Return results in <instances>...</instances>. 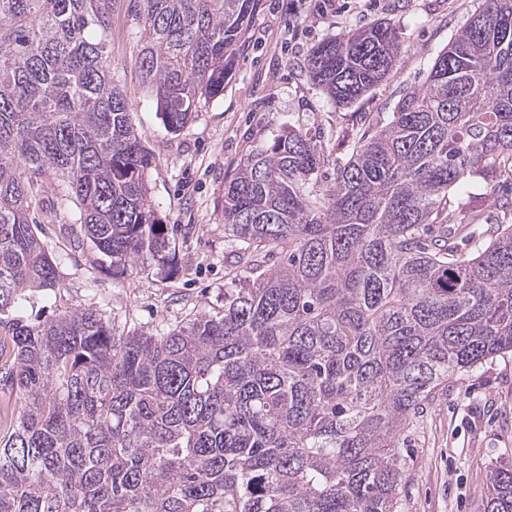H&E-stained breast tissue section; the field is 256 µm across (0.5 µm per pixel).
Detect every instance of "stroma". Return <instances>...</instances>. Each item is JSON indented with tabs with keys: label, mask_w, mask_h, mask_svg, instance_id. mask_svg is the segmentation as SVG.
Here are the masks:
<instances>
[{
	"label": "stroma",
	"mask_w": 512,
	"mask_h": 512,
	"mask_svg": "<svg viewBox=\"0 0 512 512\" xmlns=\"http://www.w3.org/2000/svg\"><path fill=\"white\" fill-rule=\"evenodd\" d=\"M482 0H260L246 45L224 93L203 104L178 134L164 128L135 66L137 34L124 9L112 16L110 64L125 89L142 145L151 153L152 206L166 224L162 262L113 275L110 258L80 232L75 210L57 191L44 200L60 213L38 236L56 261L62 286L38 292L22 308L29 319L92 308L115 332L163 333L224 306L225 289L245 274L224 239V185L241 159L286 126L320 130L337 156L378 113L392 112L404 89L420 86L437 54ZM379 21L393 24L402 57L390 75L349 107L336 106L299 63L312 46ZM405 446L413 463L403 512H484L487 467L512 462V356L483 363L441 394Z\"/></svg>",
	"instance_id": "35a3bbf8"
}]
</instances>
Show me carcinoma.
I'll use <instances>...</instances> for the list:
<instances>
[{
    "label": "carcinoma",
    "instance_id": "1",
    "mask_svg": "<svg viewBox=\"0 0 512 512\" xmlns=\"http://www.w3.org/2000/svg\"><path fill=\"white\" fill-rule=\"evenodd\" d=\"M259 0H128L165 129L224 94ZM116 0H0V512H401L408 429L453 379L512 353V0H482L423 84L328 174L287 127L224 188L250 276L160 335L94 309L31 321L61 288L32 215L56 185L124 273L166 248L152 156L109 67ZM402 55L377 22L314 45L334 104ZM468 181L496 195V218ZM485 512H512V466Z\"/></svg>",
    "mask_w": 512,
    "mask_h": 512
}]
</instances>
